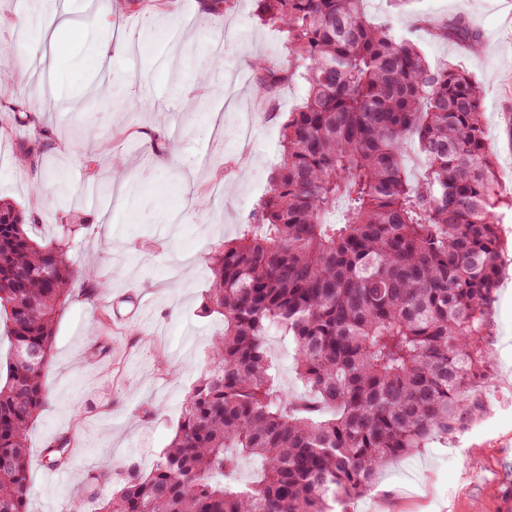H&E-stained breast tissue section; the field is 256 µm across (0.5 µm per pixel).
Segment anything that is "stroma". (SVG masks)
I'll return each instance as SVG.
<instances>
[{
	"label": "stroma",
	"instance_id": "35a3bbf8",
	"mask_svg": "<svg viewBox=\"0 0 512 512\" xmlns=\"http://www.w3.org/2000/svg\"><path fill=\"white\" fill-rule=\"evenodd\" d=\"M32 9L31 0H0V65L39 66L48 93L21 77L0 101L26 96L36 123L52 128L54 148L33 171L16 163L15 135L0 138V197L19 203L41 237L81 220L68 258L78 269L87 253H99L104 292L96 304L74 298L57 322L50 399L29 441L30 512H69L78 500L94 512L112 487H88L87 473L131 461L151 469L176 430L209 341L223 330L222 316L201 312L205 259L266 193L279 156L277 116L300 103L303 88L254 95L252 59H288L283 33L259 20L255 0H236L222 15L201 12L199 0H164L145 13L122 11L121 0H63L56 20L67 28L52 41L36 40ZM365 9L373 21L393 19L430 64L445 60L472 74L502 190L512 194V0H413L402 9L367 0ZM187 12L192 22H184ZM455 19L477 35V49L436 36L435 27ZM16 29L28 40L11 42ZM219 45L212 73L224 95L202 109L196 62ZM128 86V111H112L108 92ZM84 123L94 140L79 136ZM141 128L158 129L161 152L143 150ZM218 182L229 193L198 210L192 193ZM505 258L492 305L486 413L390 463L365 494L333 512H504L512 503V252ZM100 303L112 320L95 337L89 328ZM56 436L69 438L72 454L62 480L38 461Z\"/></svg>",
	"mask_w": 512,
	"mask_h": 512
}]
</instances>
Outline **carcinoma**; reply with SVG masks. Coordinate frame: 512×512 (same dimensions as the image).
<instances>
[{
    "label": "carcinoma",
    "mask_w": 512,
    "mask_h": 512,
    "mask_svg": "<svg viewBox=\"0 0 512 512\" xmlns=\"http://www.w3.org/2000/svg\"><path fill=\"white\" fill-rule=\"evenodd\" d=\"M286 34L288 62L252 64L267 94L294 81L302 103L281 124L280 159L252 220L208 258L201 311L224 317L178 427L148 472L121 464L86 482L115 486L99 512H332L388 462L453 437L484 410L491 310L501 271L503 195L481 91L465 70L432 65L366 0H257ZM477 44L464 22L438 31ZM7 131L33 120L14 98ZM413 145L419 173L404 165ZM46 129L19 138L38 168ZM75 230L38 241L0 200V512H29L28 441L47 404L57 319L101 295L99 260L77 271ZM294 343L305 387L270 373L271 330ZM70 441L46 442L50 469ZM259 463L241 484L240 463Z\"/></svg>",
    "instance_id": "obj_1"
}]
</instances>
